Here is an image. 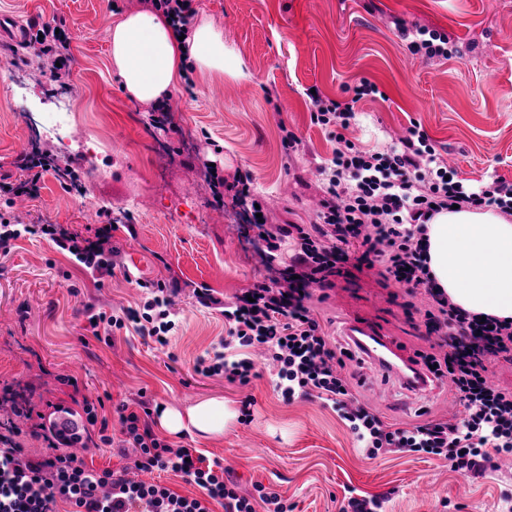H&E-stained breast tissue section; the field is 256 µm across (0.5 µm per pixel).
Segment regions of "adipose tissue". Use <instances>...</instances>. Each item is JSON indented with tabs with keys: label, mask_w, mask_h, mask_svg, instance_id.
<instances>
[{
	"label": "adipose tissue",
	"mask_w": 512,
	"mask_h": 512,
	"mask_svg": "<svg viewBox=\"0 0 512 512\" xmlns=\"http://www.w3.org/2000/svg\"><path fill=\"white\" fill-rule=\"evenodd\" d=\"M112 65L127 95L150 105L167 95L183 77L187 63L232 77L242 61L224 43L213 23H199L188 43L175 37L168 19L156 11L126 15L110 31ZM429 270L456 306L512 318V221L492 209L442 211L427 224ZM238 416L221 398L204 399L161 412L159 425L177 433L223 435Z\"/></svg>",
	"instance_id": "obj_1"
}]
</instances>
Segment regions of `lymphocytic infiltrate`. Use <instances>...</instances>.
<instances>
[{
	"mask_svg": "<svg viewBox=\"0 0 512 512\" xmlns=\"http://www.w3.org/2000/svg\"><path fill=\"white\" fill-rule=\"evenodd\" d=\"M400 33L410 52L422 58L445 59L456 52L447 34L438 30L404 26ZM25 44L37 47L48 82L68 83L72 54L67 27L30 23ZM377 92V85L364 79L345 102L319 91L309 95L312 124L328 131L337 144L329 162L318 167L325 186L317 221L305 227L252 218L276 274L228 303L219 302L209 289H196L200 305L220 306L227 327L221 351L199 361L196 369L245 385L253 376L251 351L261 348L277 370L276 388L282 398L322 400L368 457L422 452L448 461L462 475L478 476L493 467L494 454L512 455V393L498 389L488 378L489 364L512 358V321L484 318L449 301L430 275L426 225L435 213L455 205L494 208L511 217L512 183L500 177L477 185L466 183L440 159L432 139L415 121L404 135L377 151L346 138L357 118V102ZM17 165L25 171V179L0 184V200L8 206L14 198L37 195L44 175L57 169L46 153L23 154ZM204 172L216 202L229 196L241 205L259 203V196L251 191L250 172H236L230 180L209 165ZM27 236L50 240L85 269L112 271L115 251L108 246L109 228L98 230L91 240L58 224H25L0 213L1 248ZM352 243L359 247L361 261L382 263L395 282L429 297L426 327L443 353L423 355L421 366L435 378L449 380L460 405L452 418L396 426L354 397V376L337 358L309 306L314 287H331L338 272L336 255ZM172 294L165 283H152L149 297L138 308L120 316L99 312L95 320L107 331L134 323L137 331L167 345L176 327ZM116 412L122 445L133 449L137 469L182 474L201 489V496H180L159 483L136 482L114 471L97 473L78 458H60L53 453L61 440L55 430L47 438L49 454L40 458L27 457L12 436L0 433V512H55L60 501L68 503L71 512H211L214 502L223 504L225 512H256L259 503L265 512H286L278 493L260 485L257 498L241 495L235 483L225 480L203 457L160 440L128 405H119Z\"/></svg>",
	"mask_w": 512,
	"mask_h": 512,
	"instance_id": "1",
	"label": "lymphocytic infiltrate"
}]
</instances>
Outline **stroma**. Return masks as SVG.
<instances>
[{"label":"stroma","instance_id":"1","mask_svg":"<svg viewBox=\"0 0 512 512\" xmlns=\"http://www.w3.org/2000/svg\"><path fill=\"white\" fill-rule=\"evenodd\" d=\"M197 18L211 20L241 57L240 76L194 70L190 84L170 92L171 124L159 127L150 108L129 98L112 66L108 30L143 0H0V13L23 23L65 22L72 37L70 122L49 134L56 95L46 89L34 49L14 63L0 56V182L22 179L21 154L41 150L70 166L76 187L49 173L36 196L16 198L13 215L26 224H61L82 237L112 224L118 251L111 274L76 264L49 240L21 238L0 248V386L23 391L33 415L84 414L100 404L108 431L118 434L119 404L146 398L156 425L162 409H186L221 397L251 400L250 422L223 435L160 432L176 448L216 461L239 494L255 485L277 491L288 512H337L346 490L380 497L387 512H512V457L479 477L453 471L422 453L367 457L348 427L321 400L284 401L276 372L258 363L245 386L197 373L225 336L219 310L194 291L223 300L267 281L271 272L244 209L216 203L201 162L215 159L225 177L250 171L273 225L308 224L323 195L317 166L336 142L312 125L306 88L349 100L366 79L379 96L358 102V125L347 138L373 149L418 121L447 162L469 183L499 176L512 182V0H195ZM448 35L449 59L414 56L393 18ZM303 140L285 153L281 127ZM95 142L110 161V180L92 181L82 151ZM222 153H214V146ZM343 273L310 306L336 349L346 346L344 320L390 337L408 354L437 351L423 317L426 301L386 280L381 266L349 257ZM162 281L176 327L168 345L121 329L95 336L86 307L121 314L145 291L138 280ZM354 396L386 422L422 424L458 409L448 384L426 394L407 391L369 361L357 368ZM86 426L87 469L133 473L132 450L103 444Z\"/></svg>","mask_w":512,"mask_h":512}]
</instances>
